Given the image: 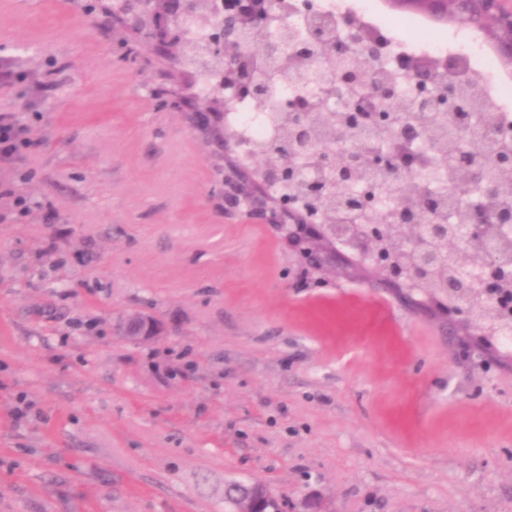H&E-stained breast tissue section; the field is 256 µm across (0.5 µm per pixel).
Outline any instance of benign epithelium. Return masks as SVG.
I'll return each mask as SVG.
<instances>
[{
    "label": "benign epithelium",
    "mask_w": 512,
    "mask_h": 512,
    "mask_svg": "<svg viewBox=\"0 0 512 512\" xmlns=\"http://www.w3.org/2000/svg\"><path fill=\"white\" fill-rule=\"evenodd\" d=\"M393 4L477 28L494 42L500 59L512 62V0H393ZM277 6L278 0H121L114 26L134 35L143 49L163 57L170 71L194 83L207 72L234 73L226 86L230 96L250 97L264 106L266 66L290 38L286 31L277 38L266 34L267 19ZM305 10L312 18L313 42L324 59L361 55L374 60L379 56L380 46L354 35L350 25L335 35L309 0ZM175 17L198 22L214 19L217 32L207 41L185 33L175 42L169 34ZM347 73L363 88L362 111L356 113L358 126H392L407 144L418 139L419 119L424 115L458 113L463 108L456 88L462 70L454 57L440 60L434 69L420 65L411 73L421 101L411 100L403 110L392 107L401 98L392 82L370 81L354 68ZM284 109L288 126L268 141V151L286 156L289 137L299 139L295 157L308 172L291 162L270 161L262 163L256 176L234 160L238 141L224 136V163L215 165L219 194L208 197L224 210V217L270 229L293 256L302 278L322 282L336 274L359 273L370 288L418 284L429 298L452 301V308L443 310L444 326L452 335L487 315L501 319L504 302L512 304V267L503 266L496 254L512 231V207L503 203L501 183L489 170L512 172L511 152L490 160L456 153V165L466 173L467 182L457 184L455 193L463 199L475 187L488 203L486 207L464 206L463 226L429 217L439 197L425 186L417 187V205H400L393 211V223L365 224L363 217L371 214L376 194H356L338 205L336 185L353 183L356 170L363 169L375 190L394 189L401 176L419 167L418 156L408 151L392 156L367 150L348 156L339 166L335 150L312 145L316 109L311 102L296 99ZM223 118L218 97L209 98L202 109L192 108L189 115L191 127L202 135L217 133V123ZM288 180L300 183L303 192L319 201L330 202L335 209L333 222L327 221L323 210L299 212L288 200L273 197L272 188ZM125 335L135 340L155 339L164 330L154 319L135 317ZM225 499L232 512H288V503L260 483L234 482L227 486Z\"/></svg>",
    "instance_id": "benign-epithelium-1"
}]
</instances>
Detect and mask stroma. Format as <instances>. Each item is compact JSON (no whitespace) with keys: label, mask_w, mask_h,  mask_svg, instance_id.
<instances>
[{"label":"stroma","mask_w":512,"mask_h":512,"mask_svg":"<svg viewBox=\"0 0 512 512\" xmlns=\"http://www.w3.org/2000/svg\"><path fill=\"white\" fill-rule=\"evenodd\" d=\"M88 0H0V512H512V366L392 290L292 282L217 147ZM170 326L131 342L129 318ZM27 146L25 129L12 115H0V156L13 158ZM225 499L230 503L232 512H288V503L275 495L260 483L234 482L227 486ZM265 505L271 510L263 508Z\"/></svg>","instance_id":"stroma-1"}]
</instances>
